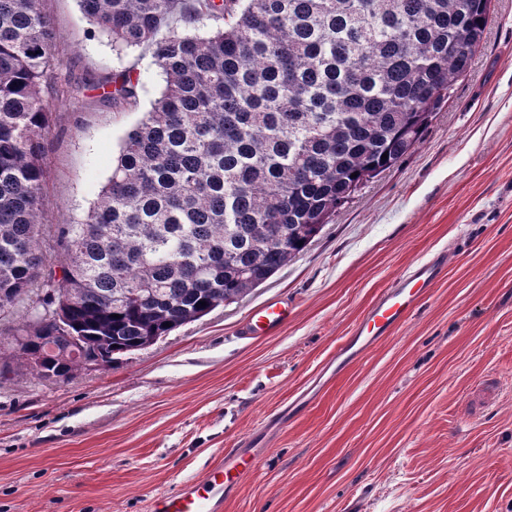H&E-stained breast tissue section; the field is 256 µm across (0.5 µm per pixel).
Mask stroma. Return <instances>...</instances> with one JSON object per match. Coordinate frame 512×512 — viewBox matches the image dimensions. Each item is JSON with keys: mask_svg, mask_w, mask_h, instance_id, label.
Returning <instances> with one entry per match:
<instances>
[{"mask_svg": "<svg viewBox=\"0 0 512 512\" xmlns=\"http://www.w3.org/2000/svg\"><path fill=\"white\" fill-rule=\"evenodd\" d=\"M73 81L129 70L137 107L51 100L44 238L84 220L126 132L165 86L148 46L113 49L77 0H43ZM429 294L342 375L362 313L416 264ZM287 323L243 335L270 301ZM235 449L257 474L224 512H512V0L423 141L241 300L59 383L0 381V512H152Z\"/></svg>", "mask_w": 512, "mask_h": 512, "instance_id": "1", "label": "stroma"}]
</instances>
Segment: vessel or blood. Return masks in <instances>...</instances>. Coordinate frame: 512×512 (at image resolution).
<instances>
[{"label":"vessel or blood","instance_id":"vessel-or-blood-1","mask_svg":"<svg viewBox=\"0 0 512 512\" xmlns=\"http://www.w3.org/2000/svg\"><path fill=\"white\" fill-rule=\"evenodd\" d=\"M443 268L437 258L417 265L369 306L351 336L336 352L337 371L358 363L381 337L404 321L421 297L433 287ZM287 320V305L271 301L248 320L245 333L249 336L269 335ZM255 460V455L246 451L226 456L203 478L182 482L177 489L157 496L153 512H223L230 492L252 474Z\"/></svg>","mask_w":512,"mask_h":512}]
</instances>
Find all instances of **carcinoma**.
<instances>
[{"label": "carcinoma", "mask_w": 512, "mask_h": 512, "mask_svg": "<svg viewBox=\"0 0 512 512\" xmlns=\"http://www.w3.org/2000/svg\"><path fill=\"white\" fill-rule=\"evenodd\" d=\"M118 51L144 43L166 86L125 134L80 224L41 247L48 99L101 89L134 107L139 81L62 89L42 0H0V320L40 295L0 354L57 383L109 367L246 296L301 254L336 208L420 143L479 51L493 0H79ZM387 158H382L383 154ZM206 305H201V302Z\"/></svg>", "instance_id": "carcinoma-1"}]
</instances>
